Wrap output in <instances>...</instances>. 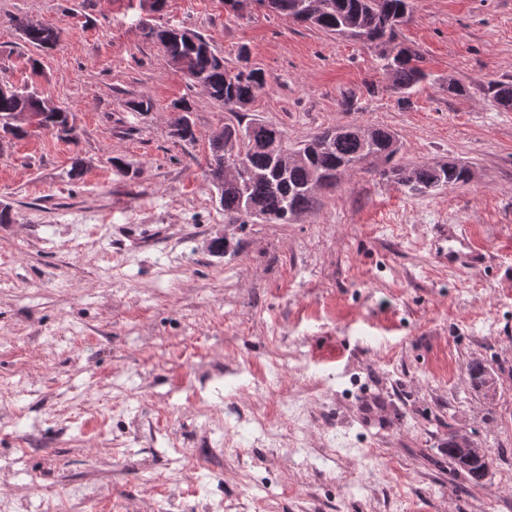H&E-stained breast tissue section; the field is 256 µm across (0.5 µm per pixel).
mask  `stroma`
<instances>
[{"label": "stroma", "mask_w": 512, "mask_h": 512, "mask_svg": "<svg viewBox=\"0 0 512 512\" xmlns=\"http://www.w3.org/2000/svg\"><path fill=\"white\" fill-rule=\"evenodd\" d=\"M25 17L57 45L25 42ZM172 25L263 71L247 116L290 145L371 124L396 163L471 179L411 195L365 168L294 223L226 224L205 176L224 109L143 34ZM398 33L428 74L407 96L373 50L255 4L0 0V79L76 129L0 139V479L24 512H512V111L483 94L512 80V0H414ZM436 224L485 268L438 263ZM452 428L486 449L485 484L449 480ZM468 375L478 386L485 390V395L493 396L497 390L498 377L480 363H472L468 367Z\"/></svg>", "instance_id": "stroma-1"}]
</instances>
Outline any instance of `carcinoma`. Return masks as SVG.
<instances>
[{
    "label": "carcinoma",
    "mask_w": 512,
    "mask_h": 512,
    "mask_svg": "<svg viewBox=\"0 0 512 512\" xmlns=\"http://www.w3.org/2000/svg\"><path fill=\"white\" fill-rule=\"evenodd\" d=\"M281 17L307 23L325 33L370 44L375 49L381 69L391 76L394 89L403 95L428 78L421 67V56L397 41V27L411 9V0H258ZM29 44L48 48V40L58 34L52 27L28 29L20 27ZM146 36L157 41L170 61L186 65L185 76L190 84L204 87L209 96L224 106V111L235 121L224 123V135H215L210 142L207 177L215 188L224 181V157L231 152H242L245 167L239 183L222 189L219 204L224 210V223L247 224L252 209L267 216L270 224H291L311 211L319 190L337 185L340 176L367 163V158L380 161L385 168L381 178L401 186L412 195L434 189L451 188L469 180V168L458 162L437 166L428 162L401 166L393 163L399 153L394 132L383 127L348 124L337 125L312 135L300 145L304 157L298 163L278 152L251 143L249 132L258 128L275 137L285 134L283 128L251 119L242 121L246 111L263 88V73L256 68H236L224 64L208 42L197 37V42L185 40L181 28H151ZM484 95L492 106L500 110L512 109V82L492 79L484 88ZM42 99L32 90L13 89L0 94V130L10 129L16 136L26 134L15 123L19 112L43 115L41 126L60 128L66 124L68 111L41 107ZM178 137L184 141L196 140L194 124L188 109H182L172 121ZM468 375L493 396L498 377L480 363L468 367ZM448 474H462L473 485L483 484L475 470L483 466L486 453L477 442L448 431Z\"/></svg>",
    "instance_id": "1"
}]
</instances>
